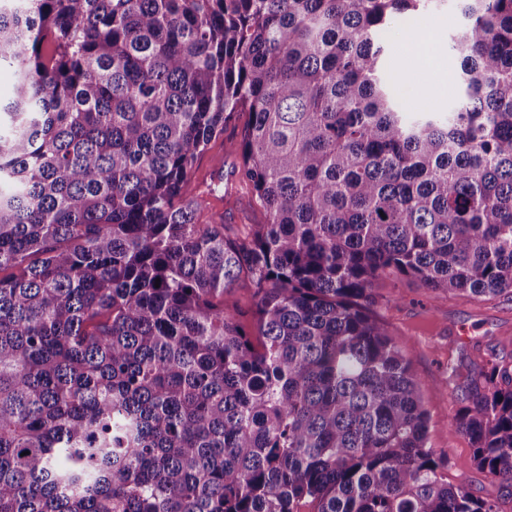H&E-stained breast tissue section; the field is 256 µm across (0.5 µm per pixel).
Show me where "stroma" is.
I'll list each match as a JSON object with an SVG mask.
<instances>
[{
  "instance_id": "stroma-1",
  "label": "stroma",
  "mask_w": 512,
  "mask_h": 512,
  "mask_svg": "<svg viewBox=\"0 0 512 512\" xmlns=\"http://www.w3.org/2000/svg\"><path fill=\"white\" fill-rule=\"evenodd\" d=\"M463 21L455 0H446L436 11L393 32V40L401 46L394 70L410 77L404 93L419 95L442 111L457 102L459 57L450 50L423 55L418 38L428 33L447 44ZM248 120L243 112L225 125L198 158L188 182L189 195L201 204L199 223L224 220L232 235L251 233L265 221L239 174V157L230 152L242 140ZM220 177L228 183V192H208V185ZM372 292L379 299L376 313L397 343L411 352L412 369L429 412L428 445L447 455L445 479L464 486L473 497L497 499L499 512H512V487L500 486L476 468L469 437L449 423L464 404V386L488 360L512 364V296L480 300L455 292L434 295L412 279L392 276L375 280Z\"/></svg>"
}]
</instances>
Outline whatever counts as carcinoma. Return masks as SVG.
<instances>
[{"label": "carcinoma", "instance_id": "carcinoma-1", "mask_svg": "<svg viewBox=\"0 0 512 512\" xmlns=\"http://www.w3.org/2000/svg\"><path fill=\"white\" fill-rule=\"evenodd\" d=\"M461 2L433 112L387 32L436 0H0V512H499L372 309L383 275L512 294V0ZM238 112L244 238L186 190ZM464 400L512 485V367ZM255 301L254 286L249 279H242L236 284L228 301L235 310H238L242 314V316H240L241 322L245 326V329L252 334L254 341L256 340L257 334L252 317Z\"/></svg>", "mask_w": 512, "mask_h": 512}]
</instances>
